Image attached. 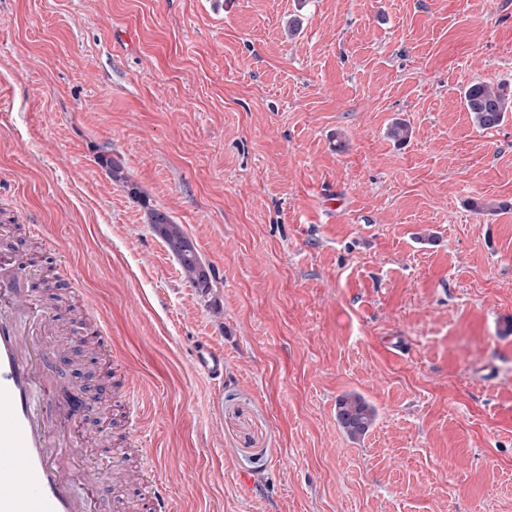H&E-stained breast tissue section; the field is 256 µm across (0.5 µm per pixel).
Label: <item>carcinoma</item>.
Returning a JSON list of instances; mask_svg holds the SVG:
<instances>
[{
    "label": "carcinoma",
    "mask_w": 512,
    "mask_h": 512,
    "mask_svg": "<svg viewBox=\"0 0 512 512\" xmlns=\"http://www.w3.org/2000/svg\"><path fill=\"white\" fill-rule=\"evenodd\" d=\"M463 103L466 111L471 113L474 124L483 130L499 127L506 120L507 113L512 112V95L505 93L501 87L485 82L469 85L463 92ZM100 164L106 169L112 182L125 188L129 196L142 206H148L147 199L124 174V167L120 162L103 156ZM148 223L173 254L191 286L202 293L207 292L211 288L210 269L202 262L182 227L174 223L167 214L155 209L148 210ZM375 414L374 407L359 395H345L336 401L337 421L351 437L364 435L373 424Z\"/></svg>",
    "instance_id": "obj_1"
}]
</instances>
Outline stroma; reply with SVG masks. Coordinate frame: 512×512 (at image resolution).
Returning a JSON list of instances; mask_svg holds the SVG:
<instances>
[{
  "instance_id": "1",
  "label": "stroma",
  "mask_w": 512,
  "mask_h": 512,
  "mask_svg": "<svg viewBox=\"0 0 512 512\" xmlns=\"http://www.w3.org/2000/svg\"><path fill=\"white\" fill-rule=\"evenodd\" d=\"M475 82L512 90V0H0V225L60 288L57 349L107 330L48 372L62 407L102 388L72 428L99 512L134 498L102 425L177 512H512V114L475 126ZM349 393L376 410L356 439ZM100 164L106 169L112 182L119 185L120 187L126 188L129 196L140 203L142 206H148L147 199L142 195L139 189L130 183L129 178L124 174V167L119 162L111 157L102 156ZM148 224H151L154 233L173 254L191 286L206 293L211 288L210 269L202 262L197 249L180 224H174L167 214L155 209L148 210ZM195 372L214 382H224V353L207 341L196 342L191 359ZM376 411L359 395H345L336 401V417L343 431L351 437L364 435L375 419Z\"/></svg>"
}]
</instances>
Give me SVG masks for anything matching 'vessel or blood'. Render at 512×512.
<instances>
[{
	"instance_id": "1",
	"label": "vessel or blood",
	"mask_w": 512,
	"mask_h": 512,
	"mask_svg": "<svg viewBox=\"0 0 512 512\" xmlns=\"http://www.w3.org/2000/svg\"><path fill=\"white\" fill-rule=\"evenodd\" d=\"M23 255H0V512H97L95 468L85 469L84 495L72 489L79 450L63 430L80 410L73 403L53 412L46 373L53 360L45 339L49 316L17 275ZM195 372L224 379V354L196 342ZM146 491V512H172L168 490L150 470L138 477Z\"/></svg>"
}]
</instances>
